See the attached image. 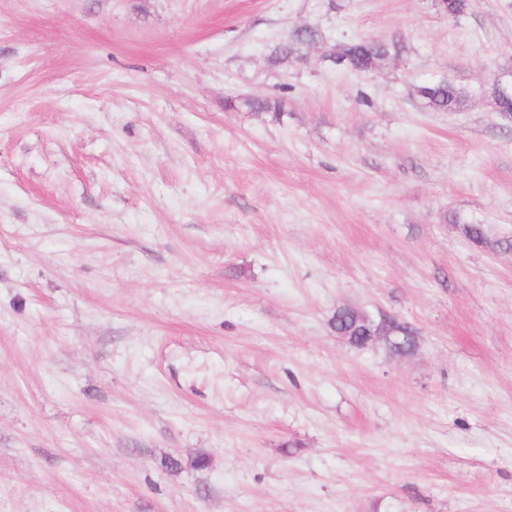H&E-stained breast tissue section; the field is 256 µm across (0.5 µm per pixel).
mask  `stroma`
Listing matches in <instances>:
<instances>
[{"mask_svg": "<svg viewBox=\"0 0 512 512\" xmlns=\"http://www.w3.org/2000/svg\"><path fill=\"white\" fill-rule=\"evenodd\" d=\"M510 70L512 0H0V512H512ZM316 35V31L311 27L294 31L288 42H281L274 46L270 54L271 60L278 63L288 61V58L292 56L296 50L295 45L314 41ZM401 48L398 42L384 40H358L340 44L326 58H334L337 66L355 71L367 72L378 67L387 57L399 55ZM492 89L496 90V98L491 96L494 108L496 109L497 104L501 102L499 104L498 112L500 113H498V116L503 121L511 123L512 104L510 101L504 102V100L512 101V72L500 77ZM412 96L423 109L432 112H449L463 107L470 96V91L440 79L414 86ZM239 106H244L258 116L271 114L276 119H280L281 116L286 114V99L284 97L248 98L241 101L235 99L227 100L226 108L236 110ZM330 323L336 334L358 349L371 346L373 336L377 339L376 344H382L394 356L416 346L414 336L417 334L409 323L380 311L375 315L343 305L336 308Z\"/></svg>", "mask_w": 512, "mask_h": 512, "instance_id": "1", "label": "stroma"}]
</instances>
